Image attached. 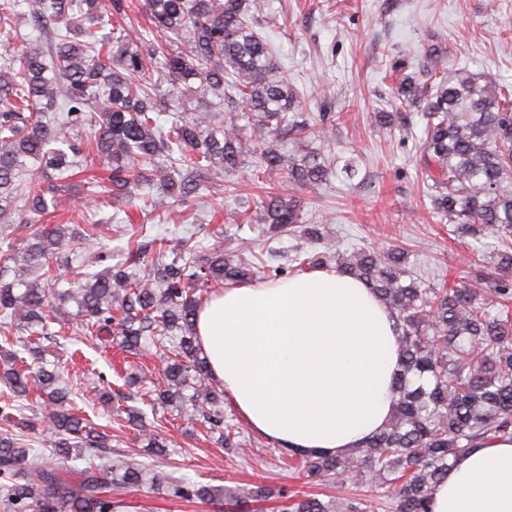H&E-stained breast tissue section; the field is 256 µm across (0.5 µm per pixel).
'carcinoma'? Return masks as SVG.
Instances as JSON below:
<instances>
[{
	"instance_id": "obj_1",
	"label": "carcinoma",
	"mask_w": 512,
	"mask_h": 512,
	"mask_svg": "<svg viewBox=\"0 0 512 512\" xmlns=\"http://www.w3.org/2000/svg\"><path fill=\"white\" fill-rule=\"evenodd\" d=\"M0 0V49L7 53L0 79V195L10 196L31 160L24 208L53 216L57 192L76 180L94 190L93 207L134 206L137 187L158 186L162 195L140 197V212L189 203L219 174L242 170L246 179L224 187L256 198L252 211H230V224H257L266 242L302 233L303 246L283 255L267 247L270 261L243 239L224 250L218 236L200 259H185L194 236L145 235L127 241V255L148 262L149 273L117 263L104 252L82 253L81 275L68 287L50 261L71 245L93 238L67 224L9 227L0 247V412L19 409V398L37 394L59 437L52 455L86 463L80 478L47 464L14 433H0V512H119L120 497L148 484L167 483L187 500H224V512H432L436 486L462 453L499 437H512V87L468 70L434 68L421 83L404 76L393 100L397 111L378 112L384 125H407L413 108L423 125V169L431 182L430 210L448 225V239L499 236L483 254L484 265L457 283L415 278L405 253L344 247L325 224L304 223L295 188H314L335 172L351 181L353 159L338 164L336 120L310 117L272 44L254 27L268 0H145L151 37L128 41L121 21L131 0ZM30 18L47 44L20 37L14 20ZM171 87L159 91L160 81ZM223 101L204 105L167 125L162 112H181L199 92ZM245 123H240V120ZM313 138L303 154L290 140ZM102 161L107 174L94 171ZM325 268L363 282L393 313L399 372L393 412L385 427L343 455L288 449L279 461L311 483L346 476L373 477L370 498L329 499L280 488L247 490L168 477L113 454L110 435L82 415L62 386V370L43 357V342L69 340L59 315L75 307L84 330L105 348L112 341L131 355L147 347L163 359V385L152 407H168L193 390L179 412L201 428L206 441L244 452L240 431L224 417V391L216 390L198 355L195 320L200 291L275 283ZM25 333L11 338L13 331Z\"/></svg>"
}]
</instances>
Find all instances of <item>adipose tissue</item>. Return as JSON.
<instances>
[{
	"label": "adipose tissue",
	"instance_id": "obj_1",
	"mask_svg": "<svg viewBox=\"0 0 512 512\" xmlns=\"http://www.w3.org/2000/svg\"><path fill=\"white\" fill-rule=\"evenodd\" d=\"M195 329L213 383L282 448L342 453L391 414L395 321L357 279L315 269L227 288L201 303ZM432 512H512V439L461 456Z\"/></svg>",
	"mask_w": 512,
	"mask_h": 512
}]
</instances>
